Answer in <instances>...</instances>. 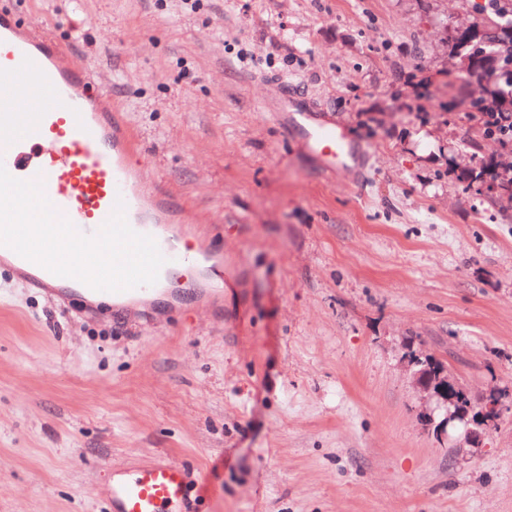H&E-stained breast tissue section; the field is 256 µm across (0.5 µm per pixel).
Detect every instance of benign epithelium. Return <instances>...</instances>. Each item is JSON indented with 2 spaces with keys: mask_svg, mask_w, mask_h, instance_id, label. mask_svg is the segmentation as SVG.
I'll return each instance as SVG.
<instances>
[{
  "mask_svg": "<svg viewBox=\"0 0 512 512\" xmlns=\"http://www.w3.org/2000/svg\"><path fill=\"white\" fill-rule=\"evenodd\" d=\"M497 58V53L483 51L454 61L452 66L472 77L486 81L496 65ZM423 357H428V354L411 349L405 350V354L402 355L405 372L423 400L420 416L426 425L434 427V430L441 435L447 436L450 430L459 424L462 425L458 452H474L482 447L491 427L501 419L506 402L512 396L492 386L486 390L480 401L467 411L461 412L456 407L457 381L448 376V369L445 367L437 370L433 365H421ZM431 402L445 410L443 419L438 423L434 422V417L428 408Z\"/></svg>",
  "mask_w": 512,
  "mask_h": 512,
  "instance_id": "7a95c632",
  "label": "benign epithelium"
}]
</instances>
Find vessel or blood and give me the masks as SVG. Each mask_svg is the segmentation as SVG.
I'll list each match as a JSON object with an SVG mask.
<instances>
[{"instance_id":"b4317fda","label":"vessel or blood","mask_w":512,"mask_h":512,"mask_svg":"<svg viewBox=\"0 0 512 512\" xmlns=\"http://www.w3.org/2000/svg\"><path fill=\"white\" fill-rule=\"evenodd\" d=\"M96 66L92 59L76 65L38 23H23L16 10L0 9V163L15 178L42 179L48 201L81 234L95 235L119 208L135 232L155 239L165 259L161 274L205 264L223 275L215 246L194 256L185 252L191 227L176 201L157 192L134 163L138 141L130 125L113 124L110 98L91 80ZM277 110L280 124L320 155L323 170L361 171L359 153L335 121L287 85L279 87ZM13 262L33 270L34 286L48 288L57 279L22 256ZM160 291L156 284L116 292L80 288L87 301L116 309L156 299ZM111 474L112 512H187L191 476L184 465L165 458L136 467L116 463Z\"/></svg>"}]
</instances>
